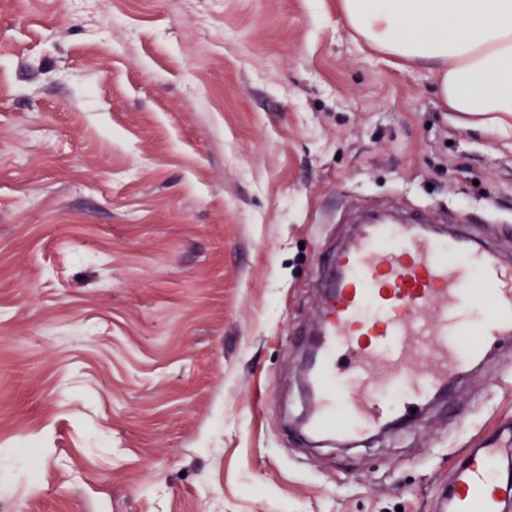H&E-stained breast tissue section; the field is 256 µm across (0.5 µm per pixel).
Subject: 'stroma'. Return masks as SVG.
<instances>
[{"mask_svg": "<svg viewBox=\"0 0 512 512\" xmlns=\"http://www.w3.org/2000/svg\"><path fill=\"white\" fill-rule=\"evenodd\" d=\"M341 0H0V512H444L512 455V348L307 444L303 333L364 210L512 255V118L444 108ZM494 438L465 448L448 490V512H505L512 498L510 466L501 467Z\"/></svg>", "mask_w": 512, "mask_h": 512, "instance_id": "1", "label": "stroma"}]
</instances>
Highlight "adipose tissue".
Masks as SVG:
<instances>
[{
    "mask_svg": "<svg viewBox=\"0 0 512 512\" xmlns=\"http://www.w3.org/2000/svg\"><path fill=\"white\" fill-rule=\"evenodd\" d=\"M378 50L429 65L452 112L512 116V0H342Z\"/></svg>",
    "mask_w": 512,
    "mask_h": 512,
    "instance_id": "adipose-tissue-1",
    "label": "adipose tissue"
}]
</instances>
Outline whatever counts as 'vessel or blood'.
<instances>
[{
    "instance_id": "obj_1",
    "label": "vessel or blood",
    "mask_w": 512,
    "mask_h": 512,
    "mask_svg": "<svg viewBox=\"0 0 512 512\" xmlns=\"http://www.w3.org/2000/svg\"><path fill=\"white\" fill-rule=\"evenodd\" d=\"M303 430L348 440L425 410L449 384L512 343V259L417 215L366 220L329 257ZM486 308L468 312L473 294ZM495 439L462 451L448 512H507L512 470Z\"/></svg>"
}]
</instances>
